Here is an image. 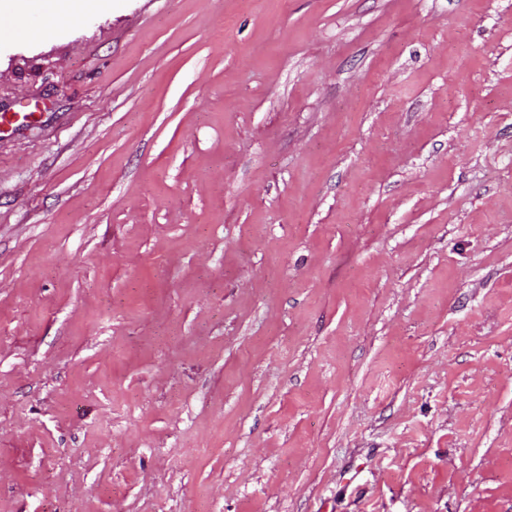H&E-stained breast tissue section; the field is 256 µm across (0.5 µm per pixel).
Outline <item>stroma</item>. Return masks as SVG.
<instances>
[{
  "mask_svg": "<svg viewBox=\"0 0 512 512\" xmlns=\"http://www.w3.org/2000/svg\"><path fill=\"white\" fill-rule=\"evenodd\" d=\"M3 113L0 512H512V0H111Z\"/></svg>",
  "mask_w": 512,
  "mask_h": 512,
  "instance_id": "1",
  "label": "stroma"
}]
</instances>
